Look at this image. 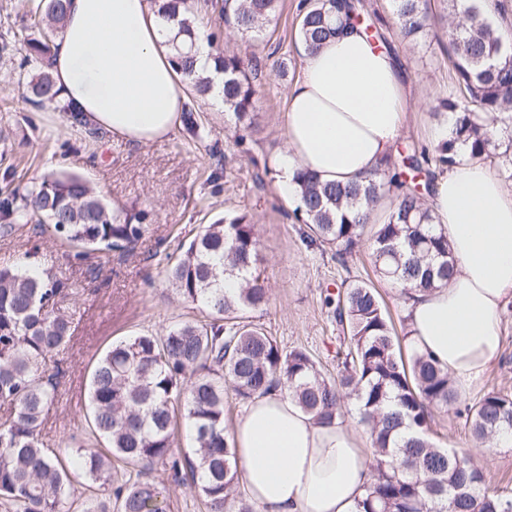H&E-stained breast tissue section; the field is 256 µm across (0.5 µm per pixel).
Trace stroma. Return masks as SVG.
<instances>
[{"label": "stroma", "mask_w": 512, "mask_h": 512, "mask_svg": "<svg viewBox=\"0 0 512 512\" xmlns=\"http://www.w3.org/2000/svg\"><path fill=\"white\" fill-rule=\"evenodd\" d=\"M190 2L196 7L199 32L214 36L215 51L245 60L254 56L261 63L250 128H236L231 115L208 96L195 104L200 138H190L182 126L167 139L138 147L113 140L104 131L91 138L68 124L59 102L32 107L27 88L18 84L21 53L0 55V199L11 190L30 188L44 174L68 172L80 175L110 208L146 213L147 230L133 252L112 254L107 261L96 254L76 258L73 248L44 225L26 224L0 235V267L17 265L30 254L73 290L66 306L75 330L67 347L48 364L57 395L41 435L44 444L63 454L75 444L88 450L104 447L87 426V387L97 359L112 343L205 319L201 308L176 295L166 269L181 245L224 211L246 213L256 223L259 268L269 302L252 312V319L282 349H302L313 356L326 375L336 372L340 330L325 297L336 293L342 280L361 279L373 271L369 245H362L344 265L336 261L333 248L307 246L290 217L291 204L279 195L274 181L256 177L260 164L277 160L286 150L285 94L303 67L296 45L300 0H277L265 32L251 39L221 25L217 11L206 8L204 0ZM364 3L380 19L387 46L419 102L403 139L431 147L430 136L440 120L430 107L451 86L448 27L438 26L432 40L408 42L393 23L388 0ZM241 138L246 141L242 147L237 144ZM216 171L222 177L215 184L210 175ZM500 320V356L470 393L459 396V404L474 403L493 388L512 392V301L502 306ZM431 437L440 448L472 450L489 490H512V445L485 448L452 410L435 414ZM153 475L165 490L167 512H205L190 483L174 482L161 464L155 465Z\"/></svg>", "instance_id": "stroma-1"}]
</instances>
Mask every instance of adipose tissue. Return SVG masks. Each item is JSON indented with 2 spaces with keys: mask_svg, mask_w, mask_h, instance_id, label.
<instances>
[{
  "mask_svg": "<svg viewBox=\"0 0 512 512\" xmlns=\"http://www.w3.org/2000/svg\"><path fill=\"white\" fill-rule=\"evenodd\" d=\"M170 30L149 0H68L50 58L59 98L92 126L130 145L168 138L186 97ZM414 107L390 51L362 27L304 56L286 96V152L277 188L295 202L297 168L349 183L377 169ZM456 259L447 287L406 302L413 347L469 392L500 355L498 313L512 298V194L488 166L466 160L435 173L428 199ZM241 479L264 512H356L372 451L343 422L318 424L280 390L254 397L233 432Z\"/></svg>",
  "mask_w": 512,
  "mask_h": 512,
  "instance_id": "ef3b65f1",
  "label": "adipose tissue"
}]
</instances>
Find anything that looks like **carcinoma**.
<instances>
[{"instance_id": "obj_1", "label": "carcinoma", "mask_w": 512, "mask_h": 512, "mask_svg": "<svg viewBox=\"0 0 512 512\" xmlns=\"http://www.w3.org/2000/svg\"><path fill=\"white\" fill-rule=\"evenodd\" d=\"M177 32L173 62L188 80L186 130L196 136L195 98L211 81L196 72L197 30L185 16L186 0H153ZM276 0H224V24L244 36L258 33ZM402 38L416 40L435 25L428 0H389ZM448 16L466 22L450 27L448 41L456 94L443 97L435 113H447L452 129L434 149L413 143L396 148L362 182H323L296 170L300 204L292 210L303 241L330 246L342 263L356 254L371 229L375 273L397 283L403 295L448 285L456 260L447 238L436 232L426 205L434 169L457 163V143L472 160L489 164L512 181V36L492 19L487 0H446ZM34 19L48 26L24 38V65L37 72L30 102L56 97L50 57L63 28L65 0H27ZM362 0H302L298 41L315 51L343 25L363 23ZM224 72V106L236 123L250 119L255 87L245 64L233 55L213 56ZM390 200L382 224L373 223L378 204ZM145 213L115 212L78 176L52 172L25 195L11 191L0 200V230L17 224H47L78 249L108 256L126 252L143 236ZM256 224L245 213H229L202 226L167 269L172 288L198 305L207 319L184 322L162 333H141L112 345L96 362L88 391L92 433L107 455L74 451L71 461L45 448L40 430L55 399L47 363L70 342L73 318L61 306L69 284L49 269L36 274L0 268V405L12 416L0 423V512H70L73 472L109 492L116 512H166L163 491L152 476L167 464L174 479L187 469L206 512H230L239 485V459L224 425V395L230 389L250 400L281 389L318 423L344 417L353 400L370 435L373 480L357 512H512L511 492H491L467 450L438 448L429 439L433 413L453 407L458 397L448 372L430 358L403 355L392 321L372 282L354 280L337 292L336 324L346 332L336 351L331 379L302 350L283 351L248 313L269 297L258 272ZM241 280L224 293V276ZM194 440L192 455L176 444L175 404ZM473 436L491 442L512 431V393L491 390L466 408ZM125 479L115 481L112 475Z\"/></svg>"}]
</instances>
